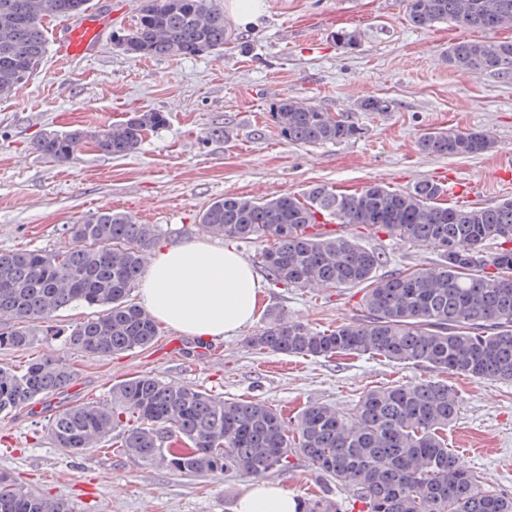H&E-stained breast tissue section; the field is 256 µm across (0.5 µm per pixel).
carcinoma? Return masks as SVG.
I'll list each match as a JSON object with an SVG mask.
<instances>
[{
    "label": "carcinoma",
    "instance_id": "cac0c4a2",
    "mask_svg": "<svg viewBox=\"0 0 512 512\" xmlns=\"http://www.w3.org/2000/svg\"><path fill=\"white\" fill-rule=\"evenodd\" d=\"M91 0H0V98L20 85L15 67L34 75L47 52L44 20L84 13ZM407 19L420 29L451 23L465 29L512 30V0H407ZM360 32L338 30L336 43L360 44ZM230 34L218 0H149L134 26L116 41L130 58L202 56L224 49ZM448 66L481 75H512V40L451 44ZM361 112H388L385 97L367 96ZM288 142L340 143L359 127L298 99L272 113ZM162 112H142L97 131L49 132L33 149L57 163L73 160L86 140L115 157L138 149L144 135L165 126ZM495 147L484 130L441 129L424 134L428 155L470 157ZM203 228L226 241L265 242L270 285L358 288L352 321L317 330L277 312L247 338L262 352L307 357L377 355L477 379L512 381V200L493 207L448 205L440 187L423 180L406 189L370 185L360 191L316 186L301 199L226 195L201 215ZM347 226H362L437 249L433 267L382 275L385 258L361 247ZM71 246L0 252V349L23 350L36 336L108 357L149 346L158 323L129 298L162 236L156 224L98 211L67 227ZM84 305L99 312L67 329L53 318ZM76 377L65 359L43 354L21 366L0 367V414L68 388ZM107 404L65 408L47 435L65 453L90 455L107 437L113 451L139 465L201 475L232 472L262 479L307 459L321 493L303 499L302 512H342L329 484L353 487L349 512H512V496L478 488L476 476L448 450L446 432L459 403L440 381L379 387L342 414L312 403L288 430L277 410L258 400L224 401L191 385L143 374L111 388ZM0 512H74L66 500L25 489L0 471Z\"/></svg>",
    "mask_w": 512,
    "mask_h": 512
}]
</instances>
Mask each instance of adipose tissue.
I'll return each instance as SVG.
<instances>
[{
    "label": "adipose tissue",
    "instance_id": "adipose-tissue-1",
    "mask_svg": "<svg viewBox=\"0 0 512 512\" xmlns=\"http://www.w3.org/2000/svg\"><path fill=\"white\" fill-rule=\"evenodd\" d=\"M261 285L236 251L192 241L161 251L142 282L146 308L163 322L203 339L237 334L251 323ZM282 487L254 481L238 512H302Z\"/></svg>",
    "mask_w": 512,
    "mask_h": 512
}]
</instances>
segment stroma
I'll return each instance as SVG.
<instances>
[{
	"label": "stroma",
	"instance_id": "35a3bbf8",
	"mask_svg": "<svg viewBox=\"0 0 512 512\" xmlns=\"http://www.w3.org/2000/svg\"><path fill=\"white\" fill-rule=\"evenodd\" d=\"M148 0H92L109 15L93 59L60 55L49 44L37 73L0 99V252L53 253L71 243L68 225L112 210L159 225L161 246L212 241L200 216L227 194L304 196L316 185L355 190L370 184L404 189L446 171L477 182L471 204L512 199V77L468 75L442 61L449 44L499 40V33L440 24L423 30L405 19L406 0H266L257 27L224 24L232 39L201 57L133 59L113 33L130 29ZM353 19L355 49L333 34ZM367 95L393 108L362 112ZM340 114L361 129L339 144L305 146L285 140L271 114L284 98ZM165 113V127L147 133L124 157L83 148L67 164L32 148L49 131H94L138 112ZM490 132L494 148L474 157L425 155L420 137L440 128ZM222 136H214V129ZM358 242L383 253L384 273L440 263L437 250L357 230ZM361 294L354 288H275L264 284L250 325L236 335L202 340L168 324L148 348L98 358L65 348L55 336L36 337L24 351L0 350V366L55 354L77 370L61 394L0 417V470L26 487L72 502L76 512H236L250 477L224 472L184 475L143 466L102 447L93 456L66 455L45 433L63 408L106 402L113 384L134 375L196 385L226 401L253 398L292 416L309 403L340 412L368 390L439 380L458 395L448 428L450 451L475 448L465 459L482 488L512 495V382L475 380L384 358H318L258 353L245 344L265 324L266 310L319 330L349 322Z\"/></svg>",
	"mask_w": 512,
	"mask_h": 512
}]
</instances>
